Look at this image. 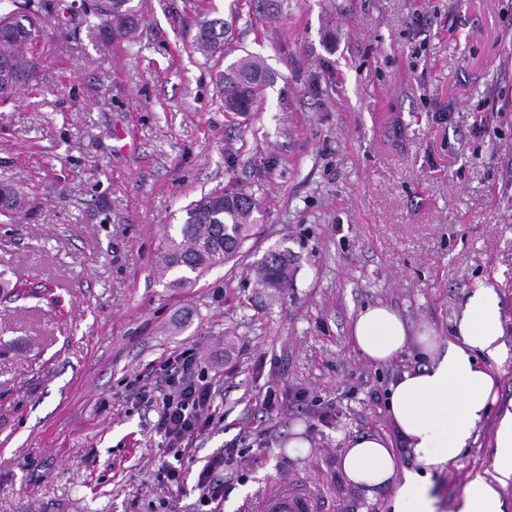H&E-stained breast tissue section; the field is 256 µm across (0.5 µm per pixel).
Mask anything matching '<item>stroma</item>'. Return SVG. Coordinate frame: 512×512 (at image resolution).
Listing matches in <instances>:
<instances>
[{
  "label": "stroma",
  "mask_w": 512,
  "mask_h": 512,
  "mask_svg": "<svg viewBox=\"0 0 512 512\" xmlns=\"http://www.w3.org/2000/svg\"><path fill=\"white\" fill-rule=\"evenodd\" d=\"M44 2L38 78L0 105V180L28 199L0 217V269L27 285L0 296V512H159L166 442L131 393L185 349L219 375L223 421L183 469L232 449L223 512L283 477L321 512H393V488L366 497L338 459L391 434L388 385L420 360L371 364L351 321L383 303L445 341L483 280L508 356L476 442L430 479L458 512L512 405V0H213L228 32L209 59L188 0H142L133 42L89 0ZM248 54L273 81L235 120L213 75ZM237 187L261 209L241 253L165 287L183 207ZM277 245L288 289L252 274Z\"/></svg>",
  "instance_id": "35a3bbf8"
}]
</instances>
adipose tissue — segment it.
<instances>
[{"mask_svg":"<svg viewBox=\"0 0 512 512\" xmlns=\"http://www.w3.org/2000/svg\"><path fill=\"white\" fill-rule=\"evenodd\" d=\"M501 305L496 289L476 283L455 326V338L443 343L434 330H412L384 304L366 307L351 324L355 347L370 362L385 364L415 345L422 366L402 372L388 389V416L396 433L388 438L367 432L348 440L339 460L346 480L373 494L395 488L394 512H436L430 477L456 460L477 438L476 429L496 398L503 361ZM414 456L415 468H400L393 441ZM498 478L475 477L467 485L459 512H503L502 491L512 482V410L498 417L494 433Z\"/></svg>","mask_w":512,"mask_h":512,"instance_id":"1","label":"adipose tissue"}]
</instances>
